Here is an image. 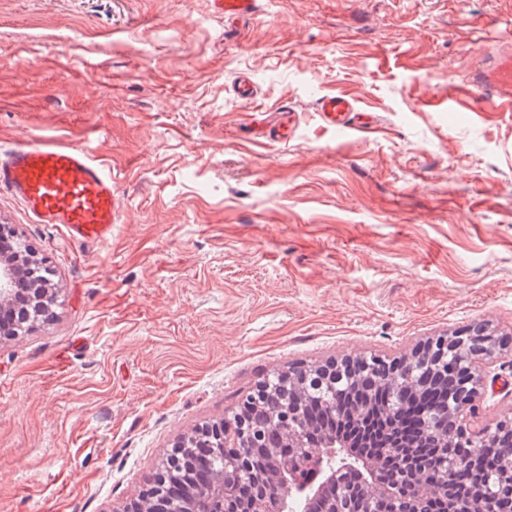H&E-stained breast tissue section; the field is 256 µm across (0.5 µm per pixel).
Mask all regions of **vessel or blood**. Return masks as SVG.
Wrapping results in <instances>:
<instances>
[{
    "mask_svg": "<svg viewBox=\"0 0 512 512\" xmlns=\"http://www.w3.org/2000/svg\"><path fill=\"white\" fill-rule=\"evenodd\" d=\"M214 7L233 26L253 13L255 0H214ZM480 95L498 108L512 112V47L503 45L488 56L461 92L449 95L448 108L456 110L462 98ZM320 117L341 130H360L372 122L353 100L340 95L324 96L318 102ZM274 125L252 119L247 132L262 137H287L292 118L280 111ZM0 191L11 193L37 223L61 225L72 242L100 245L112 237L118 211L112 190V175L97 162L86 146H57L21 141L0 153Z\"/></svg>",
    "mask_w": 512,
    "mask_h": 512,
    "instance_id": "b4317fda",
    "label": "vessel or blood"
}]
</instances>
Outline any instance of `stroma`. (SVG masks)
Here are the masks:
<instances>
[{"instance_id": "obj_1", "label": "stroma", "mask_w": 512, "mask_h": 512, "mask_svg": "<svg viewBox=\"0 0 512 512\" xmlns=\"http://www.w3.org/2000/svg\"><path fill=\"white\" fill-rule=\"evenodd\" d=\"M511 37L512 0H258L234 39L213 0H0V148L87 145L118 201L87 247L0 192L56 287L0 341V512H123L295 362L479 322L512 354V112L444 108ZM285 107L288 139L241 132ZM318 112L323 122L341 130H361L373 122L372 116L360 111L352 99L340 95L321 97Z\"/></svg>"}]
</instances>
